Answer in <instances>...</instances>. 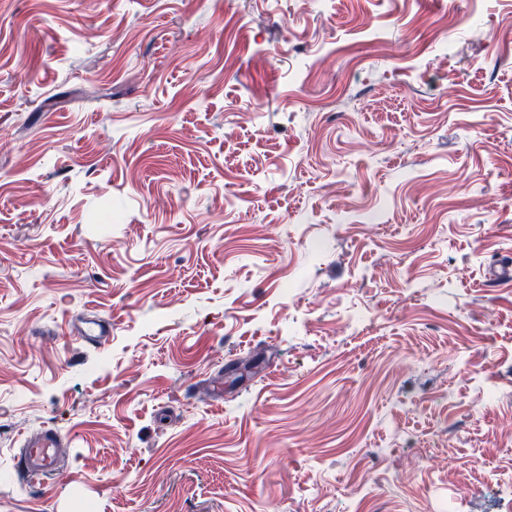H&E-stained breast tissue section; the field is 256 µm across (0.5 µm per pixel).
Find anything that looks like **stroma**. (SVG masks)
Masks as SVG:
<instances>
[{"instance_id": "35a3bbf8", "label": "stroma", "mask_w": 512, "mask_h": 512, "mask_svg": "<svg viewBox=\"0 0 512 512\" xmlns=\"http://www.w3.org/2000/svg\"><path fill=\"white\" fill-rule=\"evenodd\" d=\"M506 256L512 0H0V512H512ZM61 438L51 432H46L35 440L28 442L25 448H20L18 459L23 474L50 475L58 470V448Z\"/></svg>"}]
</instances>
